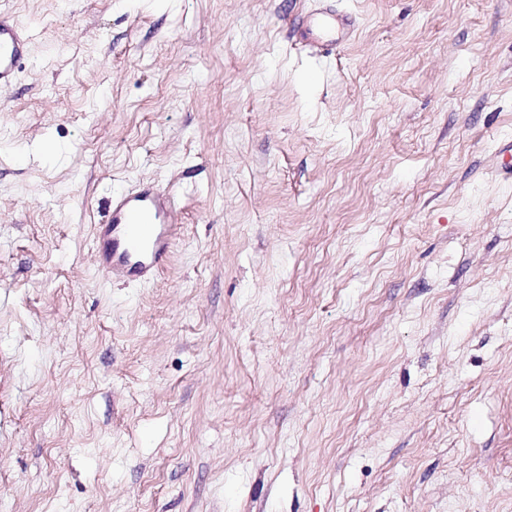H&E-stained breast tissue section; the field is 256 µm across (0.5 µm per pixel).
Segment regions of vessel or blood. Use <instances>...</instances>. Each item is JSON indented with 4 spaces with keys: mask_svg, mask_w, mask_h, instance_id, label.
Instances as JSON below:
<instances>
[{
    "mask_svg": "<svg viewBox=\"0 0 512 512\" xmlns=\"http://www.w3.org/2000/svg\"><path fill=\"white\" fill-rule=\"evenodd\" d=\"M318 3L294 35L316 54L329 55L352 39L353 25L329 0ZM31 41L25 24L0 13V93L16 85L30 58ZM181 229L172 196L155 183L142 181L118 190L110 198L105 223L97 227L93 265L111 281L152 282L166 267Z\"/></svg>",
    "mask_w": 512,
    "mask_h": 512,
    "instance_id": "obj_1",
    "label": "vessel or blood"
}]
</instances>
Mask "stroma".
I'll list each match as a JSON object with an SVG mask.
<instances>
[{
	"label": "stroma",
	"mask_w": 512,
	"mask_h": 512,
	"mask_svg": "<svg viewBox=\"0 0 512 512\" xmlns=\"http://www.w3.org/2000/svg\"><path fill=\"white\" fill-rule=\"evenodd\" d=\"M333 2L0 0V512H512V0ZM330 0H318L321 6L308 12L306 19L294 29L298 43L311 48L317 55H330L353 37L350 17L330 6ZM31 41L25 24L0 13V93L16 85L22 65L30 59ZM93 265L108 280L151 283L183 228L172 196L153 182L114 192L98 224Z\"/></svg>",
	"instance_id": "obj_1"
}]
</instances>
